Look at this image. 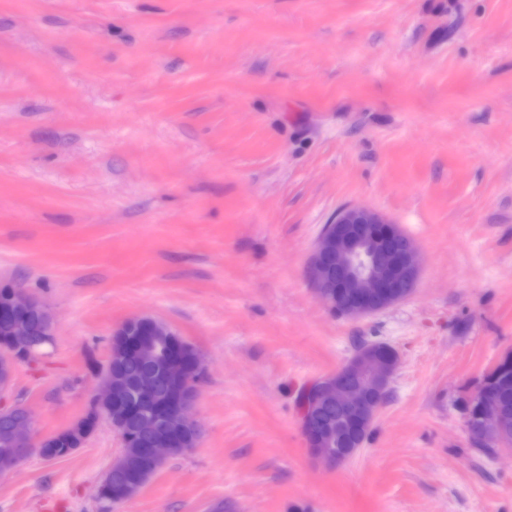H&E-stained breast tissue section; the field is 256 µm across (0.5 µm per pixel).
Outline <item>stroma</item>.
Instances as JSON below:
<instances>
[{"instance_id":"35a3bbf8","label":"stroma","mask_w":512,"mask_h":512,"mask_svg":"<svg viewBox=\"0 0 512 512\" xmlns=\"http://www.w3.org/2000/svg\"><path fill=\"white\" fill-rule=\"evenodd\" d=\"M364 205L417 243L406 300L349 321L306 261ZM0 284L54 315L8 402L89 410L148 315L207 365L198 446L112 512H512L465 407L512 350V0H0ZM364 341L398 366L330 469L295 405ZM122 443L0 473V512H100Z\"/></svg>"}]
</instances>
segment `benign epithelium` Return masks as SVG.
Wrapping results in <instances>:
<instances>
[{
	"mask_svg": "<svg viewBox=\"0 0 512 512\" xmlns=\"http://www.w3.org/2000/svg\"><path fill=\"white\" fill-rule=\"evenodd\" d=\"M421 257L415 241L384 214L360 205L341 209L323 232L308 258L307 281L318 298L339 316L361 319L383 311L408 298L415 290L421 273ZM8 304L0 315L10 320L13 349H0V395L8 393L15 367L23 362L20 353L35 345L38 336L53 335V320L42 300L16 285H5ZM134 358L153 365L156 381L131 392L112 384L105 374L97 376V389L91 398L96 410L107 417L118 434H123L126 420L141 408L151 410L147 426L164 432L148 449L152 472H157L172 457L190 451L183 435L190 431L202 436L195 414L201 376L206 364L197 358L199 378L185 376L181 361L166 357L157 347L138 353ZM396 368V355L387 345L369 344L335 372L321 379L316 405L335 404L340 416L336 431L355 429L368 433L388 393ZM476 411L466 421L468 432L479 445L493 443L506 448L501 432V409L495 397L486 391L477 393ZM0 424L12 435L16 463L40 448L46 439H36L31 412L14 404L0 406ZM303 435L315 457L335 468L347 462L355 448H342L334 438H321L314 417L301 419Z\"/></svg>",
	"mask_w": 512,
	"mask_h": 512,
	"instance_id": "7a95c632",
	"label": "benign epithelium"
}]
</instances>
